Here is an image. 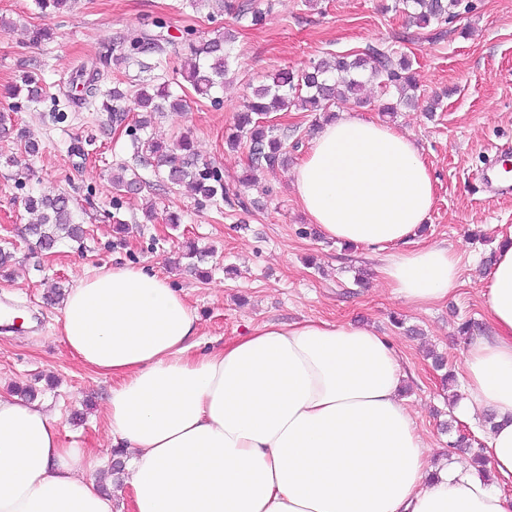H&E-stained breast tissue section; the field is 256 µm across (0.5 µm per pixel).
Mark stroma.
<instances>
[{
    "instance_id": "stroma-1",
    "label": "stroma",
    "mask_w": 512,
    "mask_h": 512,
    "mask_svg": "<svg viewBox=\"0 0 512 512\" xmlns=\"http://www.w3.org/2000/svg\"><path fill=\"white\" fill-rule=\"evenodd\" d=\"M228 2L229 9L215 16L189 0H73L64 13L41 15L32 0H0V16L12 24L0 33V112L14 122L12 131H0V247L15 256L12 268L0 272V302L20 314L14 326L0 328V395L36 385L39 403L60 417L66 444L98 459L89 478L110 469L103 411L112 380L70 354L59 335L60 307L46 297L54 286L70 288L103 265L125 262L160 272L182 290L200 317L205 350L267 321L319 317L375 326L400 353L403 396L432 459L448 458L463 433L471 439V453H484L480 423L450 412L448 387L430 356H444L447 370L462 374L469 335L460 326L471 321L475 334L489 333L481 295L487 259L498 239L512 236V196L490 194L478 177L485 158L512 142V0H463L467 12L426 28L407 24L394 9L396 0H252L265 14L258 26L237 19L234 8L243 0ZM158 20L169 41L168 66L155 72L163 81L174 78L186 31L200 40L220 28L233 36L220 103L188 94L186 111L164 112L148 132L165 142L190 133L200 159L221 171L225 185L249 201L248 210H201L189 189L161 185L125 197L121 209L113 210L112 169L131 155L125 127L111 125L107 113L73 106L60 122L49 118L53 99L78 96L72 79L82 64L98 61L125 32L152 29ZM39 27L51 29L52 37L35 44L30 35ZM369 45L410 57L419 86L415 108L383 114L380 91L371 87L365 101L340 102L335 109L390 125L415 142L437 190L422 240L455 247L460 256L455 294L423 309L394 298L361 248L313 234L291 173L320 128L316 113L271 114V123L303 146L293 152L291 165L262 175L255 185L243 182L247 147L225 143L237 112L271 74ZM26 74L40 79L46 100L5 95ZM22 132L38 142L37 153L25 154ZM12 156L20 158L23 172L5 166ZM60 191L73 197L86 235L51 253L34 252L25 229L36 216L25 199ZM150 206L157 218L148 224L144 212ZM171 213L181 224L166 223ZM116 215L131 223L129 234L116 232ZM188 240L208 252L206 278L178 262Z\"/></svg>"
}]
</instances>
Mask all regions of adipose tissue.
Masks as SVG:
<instances>
[{
	"instance_id": "1",
	"label": "adipose tissue",
	"mask_w": 512,
	"mask_h": 512,
	"mask_svg": "<svg viewBox=\"0 0 512 512\" xmlns=\"http://www.w3.org/2000/svg\"><path fill=\"white\" fill-rule=\"evenodd\" d=\"M309 221L364 249L405 305L459 286L451 248L412 242L436 189L421 152L388 125L342 112L293 171ZM491 332L463 358L458 415H496L492 471L512 477V239L483 293ZM60 335L84 366L111 377L104 419L122 449L134 512H512V496L470 466L433 462L401 395L404 372L371 326L268 321L196 354L200 321L167 277L115 264L68 293ZM64 443L57 415L0 396V512H112Z\"/></svg>"
}]
</instances>
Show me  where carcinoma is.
Returning <instances> with one entry per match:
<instances>
[{"mask_svg": "<svg viewBox=\"0 0 512 512\" xmlns=\"http://www.w3.org/2000/svg\"><path fill=\"white\" fill-rule=\"evenodd\" d=\"M461 0H402L403 12L421 27L439 25L457 17L456 9ZM127 54L121 60H131L143 70L152 68L149 60L165 51L164 38L159 32L140 30L125 37ZM227 35L221 31L204 42L188 39L187 49L191 60L181 72L185 81L200 95L224 89V77L228 72L229 52L225 49ZM112 54L108 53L99 63L81 66L73 80L82 84L79 104L92 112H106L110 120L119 123L127 112L141 113L136 129L144 131L150 125L148 116L164 112V106L174 111L183 108V100L173 97L170 84L148 83L132 92L118 87L102 89L107 79L106 69ZM23 86L14 89L15 95L26 92V98L37 101L43 89L32 75L22 77ZM375 84L382 94H396V104L384 106L393 112L396 106L410 107L416 97L417 85L412 73V63L407 57L393 62L390 52L368 46L360 53H336L328 60H321L307 70L294 73L279 71L271 82L256 87L245 110L238 113L235 132L228 137L231 146L245 144L248 147L249 168L252 171L272 172L288 163V148H299L301 141L288 145V132L269 123L272 112L288 111L292 106L303 110H325L336 101L359 98L368 84ZM132 164L122 163L112 175L114 206L120 209V200L127 194H138L151 188L139 173L152 169L155 176L170 187L190 186L196 195L197 205L218 207L230 200V188L224 186L221 173L199 159L189 136L182 135L171 144H163L151 136H133ZM25 206L39 213L37 223L28 228L35 240V248L50 252L65 238L79 241L85 230L75 222L72 199L64 194L29 196Z\"/></svg>", "mask_w": 512, "mask_h": 512, "instance_id": "obj_1", "label": "carcinoma"}]
</instances>
